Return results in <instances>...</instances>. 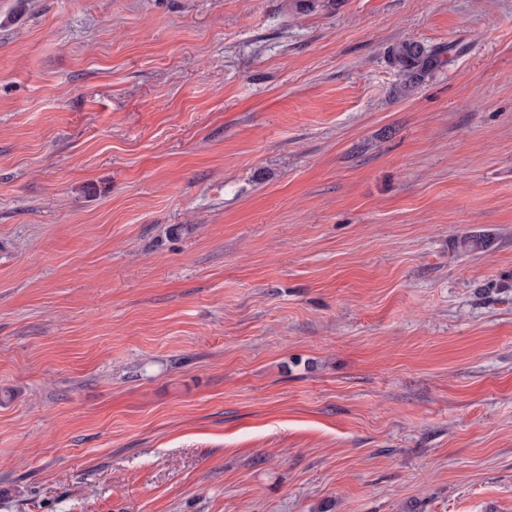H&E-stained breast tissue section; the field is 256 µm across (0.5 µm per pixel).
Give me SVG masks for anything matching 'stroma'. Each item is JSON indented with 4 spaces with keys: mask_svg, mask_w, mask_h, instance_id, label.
<instances>
[{
    "mask_svg": "<svg viewBox=\"0 0 512 512\" xmlns=\"http://www.w3.org/2000/svg\"><path fill=\"white\" fill-rule=\"evenodd\" d=\"M0 512H512V0H0ZM445 53L414 39H406L391 45L387 50L388 61L406 76L400 88L401 93L409 94L426 75L443 65L446 60L442 59L441 55Z\"/></svg>",
    "mask_w": 512,
    "mask_h": 512,
    "instance_id": "1",
    "label": "stroma"
}]
</instances>
